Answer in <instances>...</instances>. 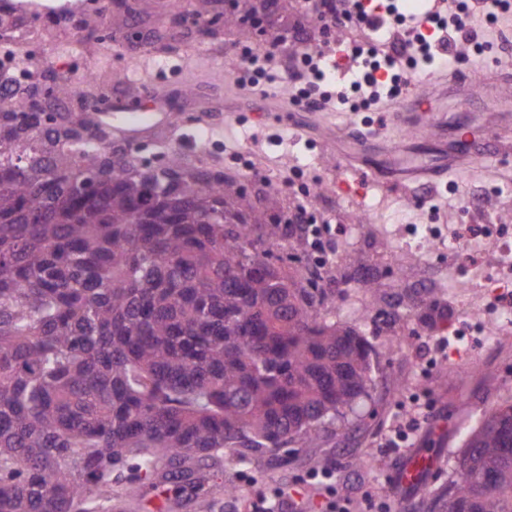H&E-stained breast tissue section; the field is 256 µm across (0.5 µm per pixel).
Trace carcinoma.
Returning a JSON list of instances; mask_svg holds the SVG:
<instances>
[{
  "label": "carcinoma",
  "mask_w": 512,
  "mask_h": 512,
  "mask_svg": "<svg viewBox=\"0 0 512 512\" xmlns=\"http://www.w3.org/2000/svg\"><path fill=\"white\" fill-rule=\"evenodd\" d=\"M0 70V512H112L226 448H315L372 344L270 262L285 225L217 168L158 169L112 121ZM264 228L253 240L242 212ZM439 512H512V403L466 434Z\"/></svg>",
  "instance_id": "obj_1"
}]
</instances>
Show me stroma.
<instances>
[{"instance_id": "obj_1", "label": "stroma", "mask_w": 512, "mask_h": 512, "mask_svg": "<svg viewBox=\"0 0 512 512\" xmlns=\"http://www.w3.org/2000/svg\"><path fill=\"white\" fill-rule=\"evenodd\" d=\"M77 2L76 12L36 19L23 42L0 43V55L17 56L49 87L92 69L96 82L87 86V101L75 102L74 111L117 96L128 106L154 110V121L130 139L143 164L158 165L175 150L237 179L269 216L283 221L308 216L330 225L328 264L319 284L332 294L333 319L374 347L370 397L359 414L328 427L314 448L255 455L244 466L236 462L237 449H225L219 462L203 469L206 489L219 493L224 512H250L279 491L288 495L282 512H321L322 488L311 474L326 469L351 512H379L383 500L391 512H433L434 493L447 490L458 471L467 429L485 409L512 402V389L495 381L512 352V339L496 343L481 335L475 306L491 314L500 302L485 288L477 291L478 305L466 302L458 283L469 273L467 262L452 263L443 254L404 273L393 269L392 260L400 243L425 224L435 225L442 236L458 224L512 225V152L432 188L372 187L360 199L346 198L336 187L337 135L364 124L382 126L391 140L408 137L409 131L393 112L295 109L286 75L298 41L326 49L358 39L359 31L321 29L304 14L300 0H210V16L240 17L250 10L261 18V27L247 39L235 28L201 33L196 0ZM98 12L101 24L85 27V18ZM507 25L506 38H490L482 53L459 46L454 68L467 73L482 59L512 75V18ZM160 30L168 37L159 42ZM246 45L257 53L275 50L281 75L275 90L237 85ZM156 91L182 110V122H168L165 111L155 110ZM293 171L314 177L322 193L309 198L301 184L289 181ZM271 252L294 281L309 278L315 260L307 241L295 235ZM422 288L433 289L445 314L432 328L422 323L419 307L404 301L406 293ZM398 416L417 418L412 450L429 452L438 461L420 485L410 488L387 481L406 462L384 446L388 426Z\"/></svg>"}]
</instances>
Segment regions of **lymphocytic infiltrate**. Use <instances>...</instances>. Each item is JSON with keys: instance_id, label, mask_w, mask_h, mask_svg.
Segmentation results:
<instances>
[{"instance_id": "lymphocytic-infiltrate-1", "label": "lymphocytic infiltrate", "mask_w": 512, "mask_h": 512, "mask_svg": "<svg viewBox=\"0 0 512 512\" xmlns=\"http://www.w3.org/2000/svg\"><path fill=\"white\" fill-rule=\"evenodd\" d=\"M507 7V0H467L445 13L427 14L425 20L433 29L427 35L407 25L405 18L389 8L375 14L364 10L356 0H303L305 12L323 28L340 25L369 36L367 46H352L351 52L356 56L372 55L373 61L356 73L349 91L326 90L311 99L306 87L311 80L322 79L324 58L305 45L292 55V87L298 97L308 98L312 109L350 107L357 102L363 109H370L402 93L405 84L399 73L416 59L446 61L462 43L482 48L489 23L498 20Z\"/></svg>"}]
</instances>
